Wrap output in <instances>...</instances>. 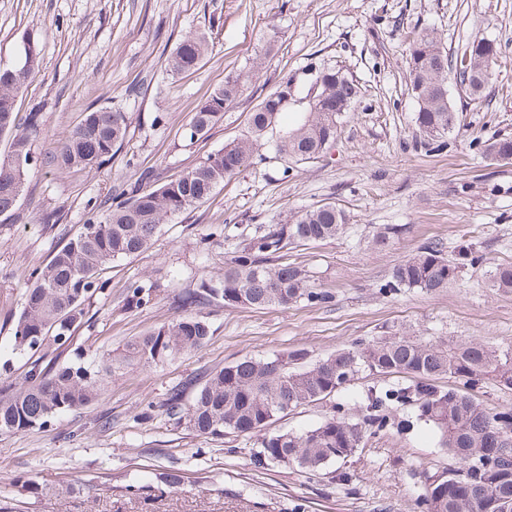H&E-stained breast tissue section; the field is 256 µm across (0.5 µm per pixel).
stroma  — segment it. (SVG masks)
I'll use <instances>...</instances> for the list:
<instances>
[{
  "label": "stroma",
  "mask_w": 512,
  "mask_h": 512,
  "mask_svg": "<svg viewBox=\"0 0 512 512\" xmlns=\"http://www.w3.org/2000/svg\"><path fill=\"white\" fill-rule=\"evenodd\" d=\"M189 31L208 37L206 57L194 71H166ZM425 31L436 32L452 55L475 37L499 51L479 97L449 84L459 119L442 153L426 150L406 86L412 40ZM30 37L40 68L18 106L24 114L40 111L35 155L52 151L92 108L124 112L128 134L99 170L35 174L15 215L0 222V383L21 380L31 362L7 349L8 318L22 309L32 269L80 231L88 202L140 185L145 172L158 185L183 173L241 136L249 112L285 81L306 88L315 70L336 66L363 95L318 159L287 169L263 142L253 168L163 224L140 255L110 264L72 346L107 362L130 339L172 319L176 294L220 274L257 225L289 223L326 201L345 210L343 233L290 248L287 258L333 294L330 306L199 307L211 335L198 350L117 370L102 401L39 430L0 433V501L19 512H426V483L456 460L424 423L397 431L396 422L415 414L410 404L386 403V428L364 435L343 466L345 482L327 469L255 468V438L197 435L169 420L161 405L176 384L287 350H305L314 362L394 334L448 347L475 341L512 348V292L490 277L495 264L512 263V162L490 160L481 149L512 137V0H0V67L15 66ZM254 67L257 77L209 137L190 140L197 106L228 73ZM51 211L59 223H44ZM387 226L396 234L376 245ZM431 242L451 258L471 251L475 261L438 293L381 292L393 268ZM135 281L151 286L148 307H128ZM405 383L398 375L363 376L266 430L301 431L337 410L361 420L368 392ZM147 408L152 417L141 418ZM167 469L181 470L184 482L155 495L149 486Z\"/></svg>",
  "instance_id": "stroma-1"
}]
</instances>
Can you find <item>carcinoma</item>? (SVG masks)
I'll list each match as a JSON object with an SVG mask.
<instances>
[{"label": "carcinoma", "mask_w": 512, "mask_h": 512, "mask_svg": "<svg viewBox=\"0 0 512 512\" xmlns=\"http://www.w3.org/2000/svg\"><path fill=\"white\" fill-rule=\"evenodd\" d=\"M205 35L182 36L167 59L174 74L194 70L208 53ZM497 47L475 38L454 57L441 51V40L425 33L413 41L408 63V91L418 109L416 125L427 137L432 152L448 148L450 120L454 113L442 101L436 85L453 79L464 92L478 96L491 79ZM39 55L31 58L27 72L12 76L0 68V135L12 136L10 154L0 160V218L14 216L17 203L31 177L34 164L32 141L39 114L22 116L17 98L27 80L39 68ZM257 71H241L224 78V84L189 118V139H201L234 104ZM312 102L293 128L278 131L275 153L296 163L318 158L336 140L338 124L352 111L360 88L342 70L322 68ZM276 93L267 95L250 112L247 131L201 158L190 170L158 187L132 188L112 194L106 214L90 205L81 231L59 248L50 260L33 272L18 316L12 318L11 347L27 355L41 352L22 381L0 387V433H24L45 427L65 411L79 410L101 400L105 385L100 370L83 354L70 349L75 324L86 315L85 305L104 288L101 274L117 259L131 258L148 247L162 225L174 216L204 203L224 181L254 164L264 136L276 128L285 108ZM125 113L106 108L91 109L70 136L41 165L56 170L98 169L112 160L114 148L127 136ZM490 159L512 153V139L499 138L484 145ZM345 212L334 202H324L300 211L290 224L259 225L253 236L241 241L224 262L217 279L204 280L197 290L175 297L179 314L143 336L129 341L115 358L119 363L150 366L204 345L211 333L205 316L192 309L216 304L222 308L278 306L286 308L304 299L312 306L327 307L332 294L312 280L305 266L290 262L284 250L341 234ZM459 266L448 261L441 243H430L397 265L384 292L421 288L440 292L457 276ZM495 286L512 290V264L492 270ZM129 302L145 307L150 290L136 282L128 288ZM302 350L278 353L272 358L245 357L207 373L195 384L191 400L184 401L185 388L173 387L164 403L165 414L186 424L199 435L253 434L278 418L287 406L294 408L319 401L338 392L336 373L353 381L362 372L373 375L405 374L416 379L410 386L382 396L370 394L362 406V421L331 415L302 432H278L260 439L253 453L259 469L289 463L301 472L314 474L330 463H344L359 448L364 427L377 431L386 426L379 408L388 401L417 407L420 419L436 430L441 445L455 456L460 468L439 475L424 491L432 512H486L481 502H512V459L490 467H475L470 452L476 448L497 451L496 437L512 439V408L491 413L467 392L456 397L452 388L442 390L430 383L436 376L455 378L466 385L485 379L499 381L512 362V349H494L473 342L444 348L406 336H390L338 351L315 363H307ZM183 475L170 470L155 475L154 491L164 494L179 487Z\"/></svg>", "instance_id": "obj_1"}]
</instances>
